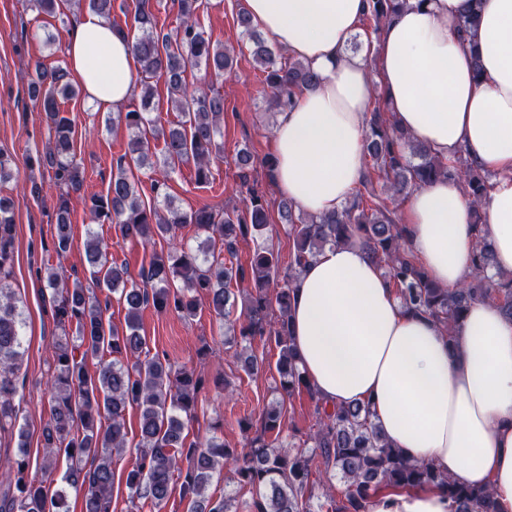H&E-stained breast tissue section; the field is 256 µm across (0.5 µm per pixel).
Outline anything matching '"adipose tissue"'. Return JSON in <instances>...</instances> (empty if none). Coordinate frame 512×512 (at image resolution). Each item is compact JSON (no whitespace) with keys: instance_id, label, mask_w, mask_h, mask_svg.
<instances>
[{"instance_id":"obj_1","label":"adipose tissue","mask_w":512,"mask_h":512,"mask_svg":"<svg viewBox=\"0 0 512 512\" xmlns=\"http://www.w3.org/2000/svg\"><path fill=\"white\" fill-rule=\"evenodd\" d=\"M252 24L318 76L280 112L274 182L320 216L365 175L366 117L383 87L399 122L442 158L465 151L492 174L483 202L495 272L512 274V0H485L460 36L467 0H408L372 45L349 52L366 0H246ZM376 53V67L367 64ZM72 79L114 111L133 95L139 63L126 33L80 14L66 49ZM473 206L456 183L414 190L406 246L445 288L471 278ZM298 365L329 405L370 404L392 447L461 483L488 487L512 512V320L495 301L470 305L456 344L428 315L406 311L361 244L325 247L300 272L290 305ZM371 512H452L435 486L377 494Z\"/></svg>"}]
</instances>
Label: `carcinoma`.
Returning <instances> with one entry per match:
<instances>
[{
	"instance_id": "1",
	"label": "carcinoma",
	"mask_w": 512,
	"mask_h": 512,
	"mask_svg": "<svg viewBox=\"0 0 512 512\" xmlns=\"http://www.w3.org/2000/svg\"><path fill=\"white\" fill-rule=\"evenodd\" d=\"M180 23L172 32L157 29L158 20L150 0H138L133 14L132 50L140 64L137 82L141 107L118 113L129 131L128 152L112 170L107 194L95 195L88 207L90 224H116L123 239L144 247L156 239L168 241V251L153 252L149 265L132 280L128 268L112 262L109 245L90 232L85 242V261L98 288L117 293L126 309L125 327L105 321L110 297L103 299L50 267L42 280L51 292L52 315L59 334L55 346L51 384V419L43 429L44 448L60 450L72 459L62 482L82 489V512H110L112 501V456L123 451L127 437L125 411H140L141 448L139 463L128 471L126 486L158 506L173 492V476L182 479L181 490L190 499L191 512H231L228 498L203 495L220 461L231 459L239 481L255 489L251 512H321L314 504L316 481L312 479L314 457L336 468L344 479L340 501L330 499L331 512H369L373 497L383 487H441L453 503V512H495L489 490L443 477L426 462H411L390 447L372 420L367 404L338 406L329 411L300 372L290 332L289 309L292 288L305 264L327 245L359 242L368 257L390 280L409 311L427 314L455 341V330L467 307L492 299L512 319V276L495 282L488 276L492 255L488 248L485 219L480 210L492 187V176L473 165L462 154L446 161L416 142L389 111L386 101L376 100L366 123L365 160L369 174L356 188L352 200L341 209L322 216H308L284 198L278 204L281 223L288 225L293 258L280 270V257L264 238L272 215L258 181H250L251 154L237 155L240 169L241 206L222 212L204 207L182 211L165 198L146 205L138 194L132 168L151 165L150 139H162V161L157 167L169 174L193 163L195 180L209 181L211 164L222 157L221 123L224 96L214 84L191 87L187 67H204L205 73L221 79L232 72L234 56L224 44L212 40L197 20L201 0H175ZM62 0H29L31 11L54 15ZM407 0H368L364 21L371 34L405 6ZM90 12L112 21L115 0H75ZM482 0H468L459 31L474 29L482 11ZM235 23L242 36L252 41L254 63L264 73L271 105L282 111L294 105L297 95L318 81L317 75L300 61H280L273 47L252 25L244 8ZM167 77V96L178 112V124L164 130L148 118L154 88L151 79ZM81 87L62 65L50 68L38 62L29 76L27 94L44 112L53 132L48 146L37 156V167L53 174L57 184L79 190L85 170L74 152L72 121L61 115L60 101L76 98ZM441 177L459 183L471 198L473 210L472 279L459 288L434 283L406 249L407 226L396 219L395 202L418 187ZM68 194L59 196L56 227L57 248H70ZM193 224L219 239L224 252L233 256L240 241L261 240L250 262V275L243 268L226 266L208 249H194L177 241L176 230ZM16 224L12 200L0 196V435L21 428L13 404L18 391L24 356L23 313L11 287L15 262ZM252 286L244 292V319L232 318L231 287L241 288L244 278ZM209 302L226 336L249 343L267 337L280 347L277 371L281 400L263 409L260 430L242 452L212 436L185 443L186 421L195 417L202 377L191 368H173L165 357L150 355L140 334L142 309L153 306L189 319L197 314L198 299ZM108 349L114 359L102 362L94 376L85 363ZM307 393L315 403L316 424L304 444L311 449L286 446L279 441L284 423L285 398ZM106 429H101V419ZM17 471L20 496L0 501V512H69L67 492H49L46 480L23 477L24 463L0 454V471Z\"/></svg>"
}]
</instances>
